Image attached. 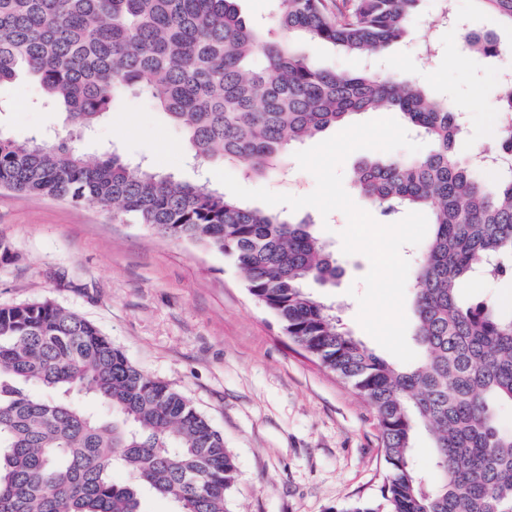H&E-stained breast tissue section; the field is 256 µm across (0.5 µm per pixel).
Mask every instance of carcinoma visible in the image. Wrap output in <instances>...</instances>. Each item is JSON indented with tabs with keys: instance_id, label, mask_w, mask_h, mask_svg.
I'll return each instance as SVG.
<instances>
[{
	"instance_id": "carcinoma-1",
	"label": "carcinoma",
	"mask_w": 512,
	"mask_h": 512,
	"mask_svg": "<svg viewBox=\"0 0 512 512\" xmlns=\"http://www.w3.org/2000/svg\"><path fill=\"white\" fill-rule=\"evenodd\" d=\"M422 0H278L268 24L237 0H0V85L33 76L38 107L64 108L48 136L0 131V187L92 203L167 237L215 249L306 353L372 406L388 465L383 502L352 512H512V310L461 284L512 277V65L498 73L496 179L459 148L451 97L367 61L412 35ZM512 26V0H475ZM455 29L468 51L500 58L494 35ZM325 43L365 61L319 66L297 49ZM130 95L178 126L192 160L247 179L279 171L294 144L373 111L422 135L420 155H372L353 191L386 220L430 214L412 270L421 359L398 367L342 330L309 284L333 287L336 255L310 215L261 210L208 183L180 182L112 149L90 161L74 144ZM429 475L413 465L419 431ZM121 470L122 482L113 474ZM236 466L223 436L167 382L129 361L92 322L49 298L0 306V512H143L149 490L178 512H231Z\"/></svg>"
}]
</instances>
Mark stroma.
<instances>
[{"label": "stroma", "mask_w": 512, "mask_h": 512, "mask_svg": "<svg viewBox=\"0 0 512 512\" xmlns=\"http://www.w3.org/2000/svg\"><path fill=\"white\" fill-rule=\"evenodd\" d=\"M439 0H423L416 21L435 43L393 46L382 64L455 98L468 119L461 142L490 153L501 139L494 121L499 60L462 50L438 25ZM39 86L20 78L0 88L10 106L0 130L24 141L57 126L60 115L33 106ZM180 180L212 181L214 164L194 166L180 130L140 98L129 96L79 143L88 157L105 147ZM282 178L244 180L248 189L304 196L314 176L286 160ZM315 233L344 270L320 289L343 330L376 354L383 347L356 320L357 293L370 263L342 252L341 212L312 211ZM0 305L48 297L94 323L129 360L180 391L224 436L236 465L231 512H348L373 500L387 474L376 414L348 381L306 354L246 288L224 254L113 221L92 204L74 205L0 189Z\"/></svg>", "instance_id": "obj_1"}]
</instances>
